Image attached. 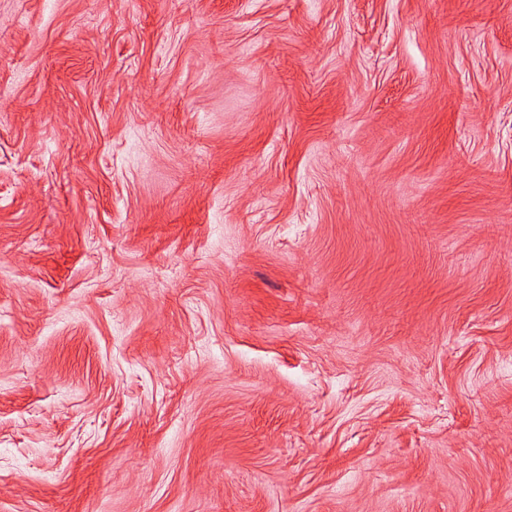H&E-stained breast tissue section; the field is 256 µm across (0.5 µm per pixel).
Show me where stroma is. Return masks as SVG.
<instances>
[{
    "mask_svg": "<svg viewBox=\"0 0 512 512\" xmlns=\"http://www.w3.org/2000/svg\"><path fill=\"white\" fill-rule=\"evenodd\" d=\"M0 512H512V0H0Z\"/></svg>",
    "mask_w": 512,
    "mask_h": 512,
    "instance_id": "stroma-1",
    "label": "stroma"
}]
</instances>
